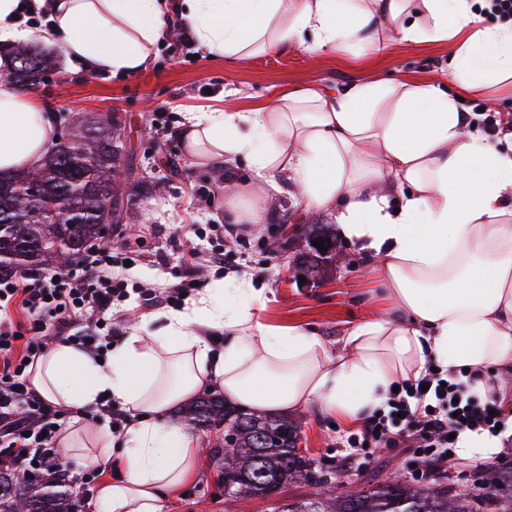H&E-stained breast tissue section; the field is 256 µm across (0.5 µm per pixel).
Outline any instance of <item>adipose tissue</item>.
I'll return each instance as SVG.
<instances>
[{
	"instance_id": "1",
	"label": "adipose tissue",
	"mask_w": 512,
	"mask_h": 512,
	"mask_svg": "<svg viewBox=\"0 0 512 512\" xmlns=\"http://www.w3.org/2000/svg\"><path fill=\"white\" fill-rule=\"evenodd\" d=\"M32 10L44 11V27L24 24ZM173 16L228 63L297 44L381 57L397 40L431 41L447 46L464 88L512 76V28L482 27L468 0H0V42L37 37L73 72L131 75ZM476 120L440 80L369 74L333 95L303 87L251 112L186 113L190 159H241L255 174L226 193L232 223H264L274 205L266 185L289 183L305 209L334 214L392 309L332 352L312 331L263 322V291L244 276L224 297L170 313L159 331L139 326L108 362L50 345L30 376L45 400L84 410L106 397L132 418L117 450L111 434L84 424L60 439L116 471L97 489L103 512H160L189 478L198 442L165 414L203 392L251 412L315 407L355 424L428 362L451 372L512 366V151L471 132ZM55 121L31 94L1 84L0 169L39 167ZM220 329L228 339L218 352L207 333Z\"/></svg>"
}]
</instances>
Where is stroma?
<instances>
[{
  "label": "stroma",
  "mask_w": 512,
  "mask_h": 512,
  "mask_svg": "<svg viewBox=\"0 0 512 512\" xmlns=\"http://www.w3.org/2000/svg\"><path fill=\"white\" fill-rule=\"evenodd\" d=\"M368 73L441 78L467 110L483 107L512 121V80L462 89L450 76L448 48L439 43L400 42L384 57L312 54L296 47L230 64L179 35L158 42L147 66L132 76L76 74L66 59H59L56 70L34 88L36 102L55 112H109L117 121L126 220L113 229L108 245L132 257L128 279L135 288L112 318L117 335H128L143 320L155 328L164 325L170 306L151 304L145 293L174 282L186 248L203 256L217 246L211 227L228 223L225 184L253 177L240 160L218 170L193 164L177 133L183 115L227 102L248 111L307 85L333 94ZM192 224L198 225L199 235H182V228ZM315 225L333 243L318 265L309 242ZM233 230L245 239L233 260L221 269L200 265L196 272L210 288L222 287L229 277L251 274L255 286L264 290L261 315L268 323L309 329L333 348L369 309L389 313L380 285L368 278L361 254L339 235L334 218L296 206L292 195L279 194L264 223L237 224ZM295 418L309 457L335 467L348 425L314 409L296 412ZM196 436L203 455L193 476L164 497L162 512H224V486L206 459L224 436L212 430L197 431ZM392 473L406 479L410 467L402 457L382 451L364 469L338 471L336 482L356 488Z\"/></svg>",
  "instance_id": "35a3bbf8"
}]
</instances>
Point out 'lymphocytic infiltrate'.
<instances>
[{
	"instance_id": "f902f5d3",
	"label": "lymphocytic infiltrate",
	"mask_w": 512,
	"mask_h": 512,
	"mask_svg": "<svg viewBox=\"0 0 512 512\" xmlns=\"http://www.w3.org/2000/svg\"><path fill=\"white\" fill-rule=\"evenodd\" d=\"M128 286L123 259L94 247L67 275L41 268L0 280V464L36 476L56 459L71 412L46 402L30 382V370L47 347L45 333L54 331L56 342L99 354L100 330L115 304L129 297ZM492 383L487 371L463 380L441 368L403 380L344 441L343 463L366 466L377 450L388 449L423 462L417 479L439 472L455 458L459 436L493 437L498 426L512 425V398Z\"/></svg>"
}]
</instances>
